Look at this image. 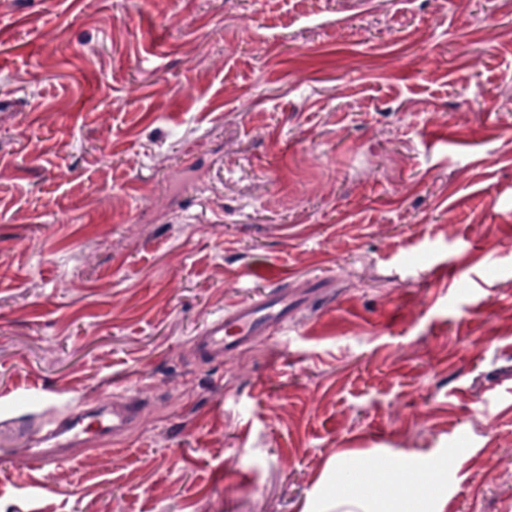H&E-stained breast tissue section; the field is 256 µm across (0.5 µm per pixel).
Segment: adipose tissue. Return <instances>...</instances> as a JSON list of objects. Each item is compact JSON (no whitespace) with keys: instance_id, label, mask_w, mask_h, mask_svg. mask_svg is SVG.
I'll list each match as a JSON object with an SVG mask.
<instances>
[{"instance_id":"ef3b65f1","label":"adipose tissue","mask_w":512,"mask_h":512,"mask_svg":"<svg viewBox=\"0 0 512 512\" xmlns=\"http://www.w3.org/2000/svg\"><path fill=\"white\" fill-rule=\"evenodd\" d=\"M440 471L429 459L394 468L345 451L336 457L335 490L306 512H445L447 499L436 488Z\"/></svg>"}]
</instances>
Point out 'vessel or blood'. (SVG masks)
I'll list each match as a JSON object with an SVG mask.
<instances>
[{
    "instance_id": "obj_1",
    "label": "vessel or blood",
    "mask_w": 512,
    "mask_h": 512,
    "mask_svg": "<svg viewBox=\"0 0 512 512\" xmlns=\"http://www.w3.org/2000/svg\"><path fill=\"white\" fill-rule=\"evenodd\" d=\"M309 298L308 292H292L277 284L252 300L225 308L211 318L193 339L195 351L205 362H221L235 352L287 327L297 310ZM142 406L137 397H125L112 405L103 403L94 411H80L41 423L40 448L34 455L37 469L46 470L70 461V449L90 439L118 437L139 419Z\"/></svg>"
}]
</instances>
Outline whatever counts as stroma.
<instances>
[{"instance_id": "stroma-1", "label": "stroma", "mask_w": 512, "mask_h": 512, "mask_svg": "<svg viewBox=\"0 0 512 512\" xmlns=\"http://www.w3.org/2000/svg\"><path fill=\"white\" fill-rule=\"evenodd\" d=\"M37 389L145 413L38 471ZM349 450L512 512V0H0V512H304ZM252 300L224 309V314L211 318L193 338L195 351L204 362H223L235 352L288 327L297 310L304 305L311 288H324L312 281L303 292H291L288 286L270 285Z\"/></svg>"}]
</instances>
